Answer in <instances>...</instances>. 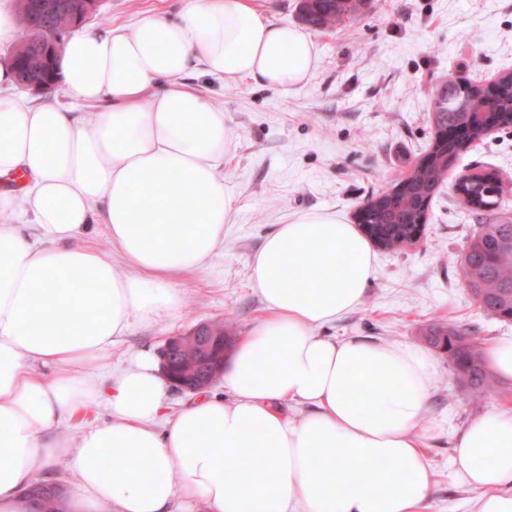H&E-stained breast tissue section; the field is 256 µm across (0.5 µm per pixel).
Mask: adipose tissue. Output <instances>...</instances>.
I'll list each match as a JSON object with an SVG mask.
<instances>
[{
  "label": "adipose tissue",
  "instance_id": "1",
  "mask_svg": "<svg viewBox=\"0 0 512 512\" xmlns=\"http://www.w3.org/2000/svg\"><path fill=\"white\" fill-rule=\"evenodd\" d=\"M315 63L310 35L254 0H183L177 17L70 38V108L0 95V215L14 218L0 224V512H37L27 490L63 458L64 512H426L435 358L320 335L362 303L373 270L369 242L335 215L299 214L256 254L265 313L224 370L231 401L203 392L164 419L151 351L112 371L134 320L176 313L178 280L223 248L234 209L218 172L224 111L186 75L288 86ZM92 224L111 254L86 241ZM283 400L302 414L283 415ZM98 406L108 420L59 435ZM453 464L475 512H512V406L469 420Z\"/></svg>",
  "mask_w": 512,
  "mask_h": 512
}]
</instances>
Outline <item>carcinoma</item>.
I'll return each mask as SVG.
<instances>
[{"instance_id": "obj_1", "label": "carcinoma", "mask_w": 512, "mask_h": 512, "mask_svg": "<svg viewBox=\"0 0 512 512\" xmlns=\"http://www.w3.org/2000/svg\"><path fill=\"white\" fill-rule=\"evenodd\" d=\"M73 0H19L21 30L19 44L12 57L20 60L15 71L18 83L39 78L44 70V47L52 45L58 56L61 44L55 37L74 26ZM302 20L314 28H327L354 19L361 11V0H302ZM499 86V110L512 113V74L502 77ZM483 109L482 97L470 87L455 81L448 82L435 102V128L448 133L463 127L471 128L473 136L483 131L472 126L473 118ZM457 153L452 142H446L434 153V160L415 167L401 181L396 194L385 193L379 204L370 205L364 212V223L376 228L380 238L374 245L384 249L406 247L414 234L420 215L419 206L433 198L440 185L448 179V156ZM469 197L467 204L482 212L483 223L469 237L460 265L464 282L486 315L512 322V216L500 210L506 206L504 191L492 175L471 178L463 185ZM424 338L434 348L445 352L452 364L450 380L476 399L494 392V378L485 365L481 337L475 330L456 324L436 325L424 332ZM41 497V512H59L56 500L59 492L48 484L34 487Z\"/></svg>"}]
</instances>
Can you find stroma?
<instances>
[{
    "label": "stroma",
    "mask_w": 512,
    "mask_h": 512,
    "mask_svg": "<svg viewBox=\"0 0 512 512\" xmlns=\"http://www.w3.org/2000/svg\"><path fill=\"white\" fill-rule=\"evenodd\" d=\"M182 0H98L86 22L105 32L145 13L177 15ZM316 64L298 86L248 78L234 86L195 70L188 84L224 110L231 137L220 172L235 208L224 247L181 279L178 311L134 324L112 350V367L130 352L161 354L168 338L202 323L229 320L245 336L264 313L251 282L264 239L303 212L353 222L371 195L416 166L434 137L431 111L448 81L488 84L512 73V0H366L358 18L309 28ZM484 172L512 188V128L490 134L458 158L454 175ZM481 215L445 184L434 196L420 240L402 252L374 249L361 305L321 328L324 336L420 343L427 325L476 326L484 344L512 338V322L480 312L460 257ZM437 381L425 421L424 453L434 472L428 512H470L471 492L451 464L455 438L472 417L512 404V381L473 400L449 384L447 356L435 352Z\"/></svg>",
    "instance_id": "1"
}]
</instances>
